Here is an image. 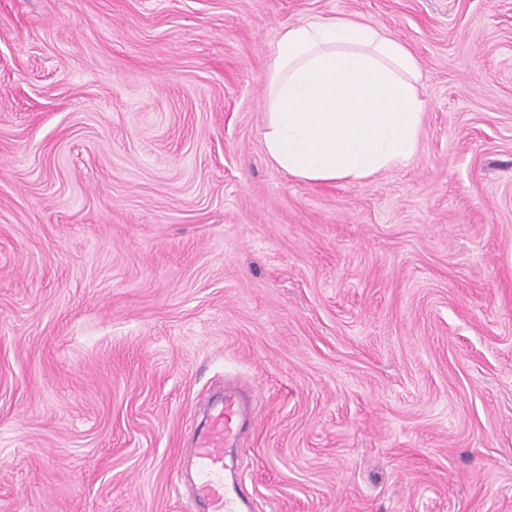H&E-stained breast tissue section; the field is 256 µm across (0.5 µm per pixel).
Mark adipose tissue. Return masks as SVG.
Masks as SVG:
<instances>
[{
    "instance_id": "ef3b65f1",
    "label": "adipose tissue",
    "mask_w": 512,
    "mask_h": 512,
    "mask_svg": "<svg viewBox=\"0 0 512 512\" xmlns=\"http://www.w3.org/2000/svg\"><path fill=\"white\" fill-rule=\"evenodd\" d=\"M419 77L416 56L381 27L346 17L284 26L268 71L266 155L311 183L405 163L423 122Z\"/></svg>"
}]
</instances>
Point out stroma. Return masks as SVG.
<instances>
[{"mask_svg": "<svg viewBox=\"0 0 512 512\" xmlns=\"http://www.w3.org/2000/svg\"><path fill=\"white\" fill-rule=\"evenodd\" d=\"M336 16L423 124L309 183L266 74ZM228 383L256 512H512V0H0V512H196Z\"/></svg>", "mask_w": 512, "mask_h": 512, "instance_id": "1", "label": "stroma"}]
</instances>
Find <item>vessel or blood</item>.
<instances>
[{"mask_svg": "<svg viewBox=\"0 0 512 512\" xmlns=\"http://www.w3.org/2000/svg\"><path fill=\"white\" fill-rule=\"evenodd\" d=\"M245 418L243 398L236 387H226L211 399L204 428L195 431L186 458L195 468L191 493L204 512H253V494L244 479L227 481L225 457L238 443Z\"/></svg>", "mask_w": 512, "mask_h": 512, "instance_id": "obj_1", "label": "vessel or blood"}]
</instances>
